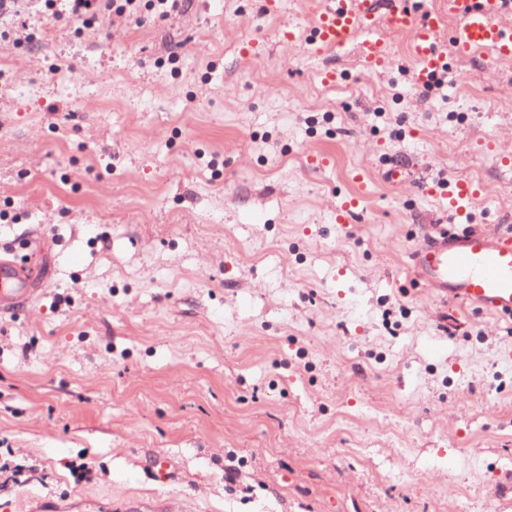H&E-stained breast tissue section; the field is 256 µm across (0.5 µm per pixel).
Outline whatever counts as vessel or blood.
Returning <instances> with one entry per match:
<instances>
[{"label":"vessel or blood","mask_w":512,"mask_h":512,"mask_svg":"<svg viewBox=\"0 0 512 512\" xmlns=\"http://www.w3.org/2000/svg\"><path fill=\"white\" fill-rule=\"evenodd\" d=\"M310 46L314 53L342 48L357 40L364 71L385 62L375 36L380 22L411 35V57L418 83L444 71L448 57L440 45L443 16L417 14L405 0H310ZM504 0H448V11L461 22L457 58L485 53L497 64L512 65L511 11ZM417 279L439 294L488 312L512 314V229L486 235L463 230L444 235L413 255Z\"/></svg>","instance_id":"vessel-or-blood-1"}]
</instances>
